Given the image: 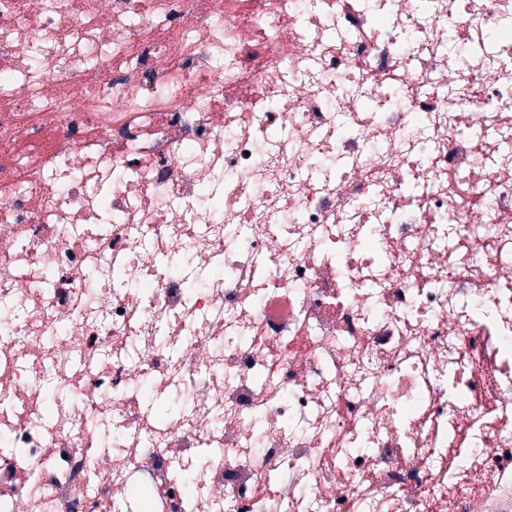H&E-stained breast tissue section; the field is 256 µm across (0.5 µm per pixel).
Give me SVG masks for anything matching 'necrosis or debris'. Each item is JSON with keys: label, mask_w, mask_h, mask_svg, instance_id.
<instances>
[{"label": "necrosis or debris", "mask_w": 512, "mask_h": 512, "mask_svg": "<svg viewBox=\"0 0 512 512\" xmlns=\"http://www.w3.org/2000/svg\"><path fill=\"white\" fill-rule=\"evenodd\" d=\"M511 471L512 0H0V512Z\"/></svg>", "instance_id": "necrosis-or-debris-1"}]
</instances>
